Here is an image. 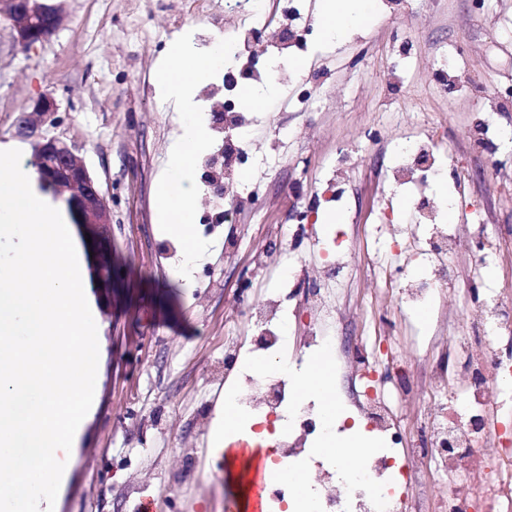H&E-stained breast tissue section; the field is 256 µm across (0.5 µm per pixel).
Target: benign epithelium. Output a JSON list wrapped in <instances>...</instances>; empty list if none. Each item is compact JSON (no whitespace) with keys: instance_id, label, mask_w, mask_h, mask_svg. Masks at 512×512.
I'll return each mask as SVG.
<instances>
[{"instance_id":"7a95c632","label":"benign epithelium","mask_w":512,"mask_h":512,"mask_svg":"<svg viewBox=\"0 0 512 512\" xmlns=\"http://www.w3.org/2000/svg\"><path fill=\"white\" fill-rule=\"evenodd\" d=\"M8 3L7 27L14 42L23 48L43 42L44 28L55 31L63 23L57 7L49 0H8ZM59 122L56 99L50 95L41 96L35 100L31 112H21L15 118L14 134L36 148L38 172L43 178L68 193L67 205L78 225L86 229L92 224L108 225L110 209L96 180L63 137L49 132V128ZM89 259L100 290L109 292L112 288V250L105 241L94 238L90 243Z\"/></svg>"}]
</instances>
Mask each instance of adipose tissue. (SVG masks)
<instances>
[{"mask_svg": "<svg viewBox=\"0 0 512 512\" xmlns=\"http://www.w3.org/2000/svg\"><path fill=\"white\" fill-rule=\"evenodd\" d=\"M224 60L223 51L202 53L191 39L179 36L173 39L168 59L160 67V86L167 101L177 104L184 120L180 132L173 141L166 166L159 178V197L163 223L169 224L180 236L183 243V256L186 262L197 261L202 248L193 234L195 215V194L187 188L197 156L208 143L205 125L196 119L193 88L205 82L215 67ZM182 182L178 193H171V182ZM333 364L328 357H320L304 372L296 374L295 386L301 399H318L322 402L321 411L327 423L336 421V404L330 397ZM217 420L208 435L211 453L220 454L234 442L241 429L252 428L254 422L243 414L231 399H219Z\"/></svg>", "mask_w": 512, "mask_h": 512, "instance_id": "ef3b65f1", "label": "adipose tissue"}]
</instances>
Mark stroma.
Returning <instances> with one entry per match:
<instances>
[{"instance_id":"stroma-1","label":"stroma","mask_w":512,"mask_h":512,"mask_svg":"<svg viewBox=\"0 0 512 512\" xmlns=\"http://www.w3.org/2000/svg\"><path fill=\"white\" fill-rule=\"evenodd\" d=\"M62 26L27 50L0 23V144L41 95L54 96L58 132L106 196L112 217V288L95 302L103 329L97 402L90 412L55 512H244L249 488L237 459L212 455L207 436L219 392L224 344H254L258 326L240 309L304 274L341 315L322 324L306 294L291 302L283 331L303 351L312 330L376 345L375 388L415 432L447 397L401 401L386 370L400 362L428 382L433 366L455 372L448 339L474 294L512 301V0H373L362 26L327 41L320 0H300L311 32L295 70L250 112L233 139L247 159V194L234 223L205 228L213 193L207 167L193 172L195 233L209 255L185 287L183 257L163 230L158 179L181 113L164 100L157 67L176 35L196 48L231 42L240 18L225 0H51ZM210 5L224 18L209 33L183 24ZM439 148L429 196L452 209L462 242L448 257L455 287L425 310L407 308L398 283L424 275L415 198L387 177L416 136ZM338 213L342 223H325ZM353 251L354 267L326 279V240ZM483 246L485 265L473 264Z\"/></svg>"}]
</instances>
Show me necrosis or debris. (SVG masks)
<instances>
[{
    "instance_id": "1",
    "label": "necrosis or debris",
    "mask_w": 512,
    "mask_h": 512,
    "mask_svg": "<svg viewBox=\"0 0 512 512\" xmlns=\"http://www.w3.org/2000/svg\"><path fill=\"white\" fill-rule=\"evenodd\" d=\"M419 220L432 227L426 246L434 252L436 261L428 279L405 290L406 302L413 305L450 287L444 257L458 245L457 235L437 223L434 209H421ZM240 306L263 328L256 344L258 352L275 358L285 355L290 363H302L301 354L284 352L281 324L287 311L279 296H270L260 305L244 300ZM464 319L472 335L449 340L450 349L463 360L454 378L435 373L430 382L418 385L411 376L402 374L396 386L401 399L411 400L454 381L456 406L451 419L427 415L423 420V443L407 450L385 399L376 393L364 395L357 411L372 430L390 439L392 452L369 457L348 472L316 462L317 492L301 512H403L405 500L400 488L413 477L428 473L436 462L446 465L449 476L457 480L444 512H512V429L499 428L486 388L491 381L512 387V359H503L499 350L500 338L512 335V304L498 298L482 299L465 313ZM245 384L238 397L244 408L275 419L267 437L273 457L288 463L305 460L310 454L308 440L316 430L320 403L310 400L292 405L287 382L273 375L249 374Z\"/></svg>"
}]
</instances>
